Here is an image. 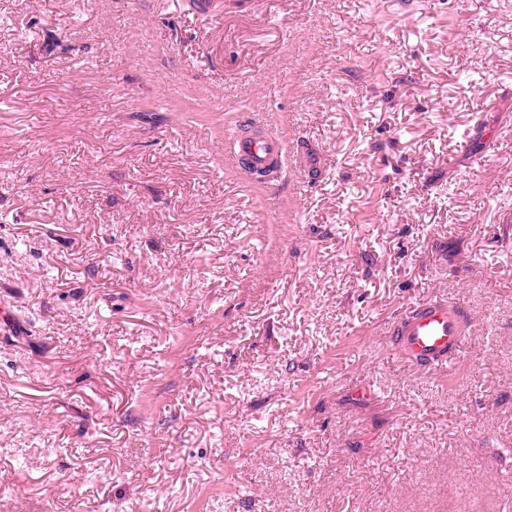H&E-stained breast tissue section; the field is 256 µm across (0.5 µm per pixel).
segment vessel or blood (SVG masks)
<instances>
[{"label":"vessel or blood","instance_id":"1","mask_svg":"<svg viewBox=\"0 0 512 512\" xmlns=\"http://www.w3.org/2000/svg\"><path fill=\"white\" fill-rule=\"evenodd\" d=\"M224 139L225 158L241 174L273 165L281 168L286 163L288 145L272 130L251 138L242 136L240 127H229L224 131ZM392 334L412 359L421 360L429 371L444 373L461 351L467 329L459 305L433 296L408 306Z\"/></svg>","mask_w":512,"mask_h":512}]
</instances>
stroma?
I'll use <instances>...</instances> for the list:
<instances>
[{
	"instance_id": "1",
	"label": "stroma",
	"mask_w": 512,
	"mask_h": 512,
	"mask_svg": "<svg viewBox=\"0 0 512 512\" xmlns=\"http://www.w3.org/2000/svg\"><path fill=\"white\" fill-rule=\"evenodd\" d=\"M1 300L0 512H512V0H0ZM227 127L224 131L225 158L232 162L236 169L248 180L252 181L249 171L268 169L275 161L274 179L280 177L286 158L288 144L283 137H278L269 126H264V135L259 138L244 137L243 127ZM391 334L403 351L420 359L430 372L446 373L463 347L467 329L458 304L433 296L408 306Z\"/></svg>"
}]
</instances>
